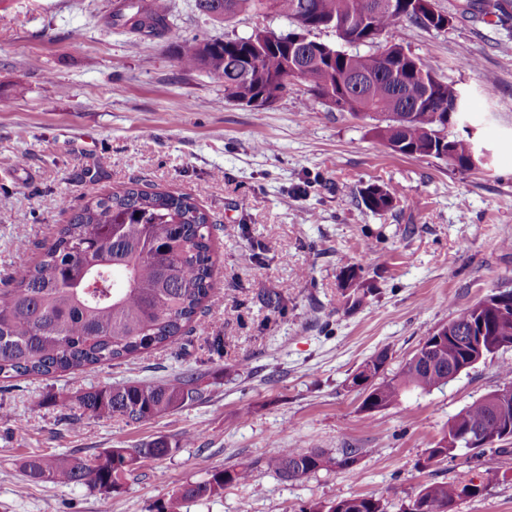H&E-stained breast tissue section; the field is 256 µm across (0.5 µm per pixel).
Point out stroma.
<instances>
[{
    "label": "stroma",
    "instance_id": "stroma-1",
    "mask_svg": "<svg viewBox=\"0 0 512 512\" xmlns=\"http://www.w3.org/2000/svg\"><path fill=\"white\" fill-rule=\"evenodd\" d=\"M115 2L0 0V285L86 200L136 182L195 195L210 213L214 294L193 331L164 347L78 378L0 380V512H149L188 481L248 464L254 481L181 512H306L365 494L400 512L431 482L480 485L456 512H512V439L503 454L459 448L424 464L459 412L512 384L501 369L512 345L378 411H365V391L349 383L383 350L382 377L392 378L461 310L512 292V24L398 26L402 46L466 95V123L489 159L461 172L392 152L370 120L308 105L302 92L242 106L225 98L222 79L180 66L184 42L245 35L250 15L217 22L195 0H168L175 33L136 44L106 24ZM465 58L476 70L461 68ZM371 183L402 195L370 211L360 191ZM187 371L203 373L204 400L148 422L62 404L81 388L167 383ZM193 432L199 440L184 445ZM160 437L180 451L140 462L109 496L31 485L22 468L33 454L90 459ZM289 447L362 454L351 468L287 481L262 463Z\"/></svg>",
    "mask_w": 512,
    "mask_h": 512
}]
</instances>
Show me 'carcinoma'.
Returning a JSON list of instances; mask_svg holds the SVG:
<instances>
[{
  "mask_svg": "<svg viewBox=\"0 0 512 512\" xmlns=\"http://www.w3.org/2000/svg\"><path fill=\"white\" fill-rule=\"evenodd\" d=\"M371 2L195 0L201 14L219 22L247 12L283 18L308 34L347 22L353 39L347 49L310 39L291 57L292 32L272 30L273 39L259 46L249 36L187 41L179 62L185 69L224 79L234 95L247 101L277 99L295 87L320 102L327 97L350 99L347 112L352 115L386 114L373 125V132L394 152L434 157L459 171L470 170L472 141L445 131L444 116L454 104L467 110L455 85L436 78L423 82L422 75L431 70L411 55L384 60L374 51L357 50L372 46L378 36L396 43L394 27L400 20L441 30L442 21L452 22L455 13L440 9L443 20L428 25L420 19L423 6L417 0H386L375 7ZM459 8L474 19H512V0H465ZM112 26L140 40L163 37L172 28L168 0H121L113 8ZM397 195L395 188L370 185L362 191V202L380 211L391 208ZM213 231L211 216L190 195L147 190L133 182L118 192L90 198L34 263L23 266L7 287L0 288V378H40L58 372L79 378L96 365L125 361L175 341L195 322L212 291ZM91 273L98 277L99 287L88 294L84 285ZM478 335L484 336L486 345L511 344L512 304L484 308L479 302L462 310L426 337L419 349L421 359H409L398 375L373 384L363 408L383 409L407 391L429 392L447 384L448 375L470 360L468 337ZM202 381V374L187 372L173 383L89 387L76 396V409L82 415L142 423L201 399ZM508 423L512 405L497 418L492 396L482 398L455 416L426 462L447 459L461 429L495 435L500 441L498 433ZM194 441L190 436L184 444ZM182 445L157 438L131 450L106 449L90 459L32 455L23 470L31 484L76 485L110 495L119 492L139 461L172 457ZM360 454L359 448H344L336 458L321 449L281 448L263 468L285 480H299L332 465L350 468ZM254 478L251 465L216 470L182 485L155 506V512H179L184 501H207L229 485ZM479 492L474 485L431 483L402 512H455L460 499ZM309 512H386V506L372 494L318 502Z\"/></svg>",
  "mask_w": 512,
  "mask_h": 512,
  "instance_id": "obj_1",
  "label": "carcinoma"
}]
</instances>
